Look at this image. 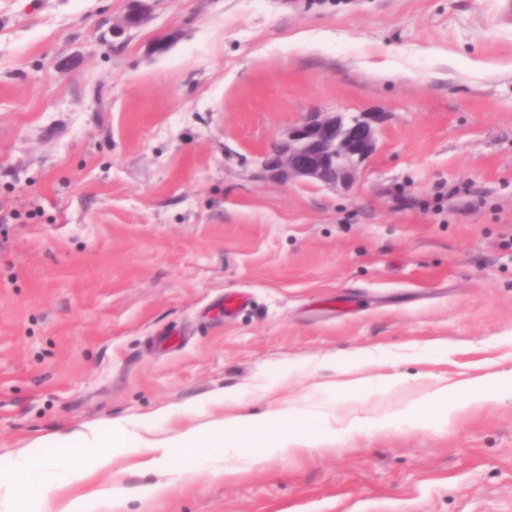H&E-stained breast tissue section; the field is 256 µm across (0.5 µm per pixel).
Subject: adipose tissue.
I'll return each mask as SVG.
<instances>
[{"mask_svg":"<svg viewBox=\"0 0 512 512\" xmlns=\"http://www.w3.org/2000/svg\"><path fill=\"white\" fill-rule=\"evenodd\" d=\"M359 368V363H351L354 378L334 383V390L355 400L369 391L396 390L404 383L396 374L362 377ZM509 397L512 398V375L491 374L452 383L433 376L419 400L383 416H356L336 427L330 425V415L323 406L315 404L304 410L285 408L262 416L231 414L164 439L142 435L140 424L134 419L113 421L108 436L95 427L53 433L45 437V444L68 451L80 448L83 456L68 454L44 460L34 458L29 449L18 450L9 467L0 470V512H25L31 502L53 506L54 512H107L116 504L115 490L99 485L80 494H68L70 474L77 469L87 477L110 469L121 457L142 459L144 468L163 475L175 458L192 455L206 462L212 475L227 476L246 461L245 450L250 446L260 448L266 456L287 457L303 451L316 432L330 441L362 428L380 431L396 420L422 425L429 412L437 422L445 424L470 410ZM273 421L282 424L280 433H270L269 424Z\"/></svg>","mask_w":512,"mask_h":512,"instance_id":"obj_1","label":"adipose tissue"}]
</instances>
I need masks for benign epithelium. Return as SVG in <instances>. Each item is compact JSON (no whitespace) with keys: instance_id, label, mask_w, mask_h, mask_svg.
<instances>
[{"instance_id":"7a95c632","label":"benign epithelium","mask_w":512,"mask_h":512,"mask_svg":"<svg viewBox=\"0 0 512 512\" xmlns=\"http://www.w3.org/2000/svg\"><path fill=\"white\" fill-rule=\"evenodd\" d=\"M149 17L148 0H129L124 18L112 24L113 45L125 44L127 32ZM377 122L368 112H307L264 153L262 168L268 175L288 181L346 187L375 150Z\"/></svg>"}]
</instances>
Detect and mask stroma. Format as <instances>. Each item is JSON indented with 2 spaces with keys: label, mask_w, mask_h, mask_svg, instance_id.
<instances>
[{
  "label": "stroma",
  "mask_w": 512,
  "mask_h": 512,
  "mask_svg": "<svg viewBox=\"0 0 512 512\" xmlns=\"http://www.w3.org/2000/svg\"><path fill=\"white\" fill-rule=\"evenodd\" d=\"M0 0V465L135 418L375 414L417 376L512 373V23L500 0ZM372 112L347 190L262 155L302 113ZM466 183V195L439 186ZM384 355L403 390L326 387ZM235 394L239 405L224 402ZM96 475L111 512H512V398L312 439L230 477ZM147 0H130L127 13L124 18L112 25V43L119 47L126 43L127 32L146 23L150 17V5Z\"/></svg>",
  "instance_id": "1"
}]
</instances>
